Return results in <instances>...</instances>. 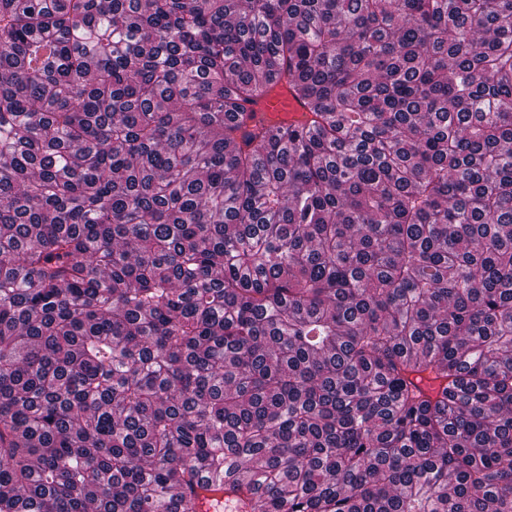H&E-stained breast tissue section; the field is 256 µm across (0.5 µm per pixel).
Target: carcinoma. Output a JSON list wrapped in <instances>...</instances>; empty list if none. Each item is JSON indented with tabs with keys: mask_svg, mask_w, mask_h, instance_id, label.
Segmentation results:
<instances>
[{
	"mask_svg": "<svg viewBox=\"0 0 512 512\" xmlns=\"http://www.w3.org/2000/svg\"><path fill=\"white\" fill-rule=\"evenodd\" d=\"M211 491L512 512V0H0V512ZM246 112L256 120L289 125L302 120L308 111L289 87L278 84L262 90L247 104Z\"/></svg>",
	"mask_w": 512,
	"mask_h": 512,
	"instance_id": "cac0c4a2",
	"label": "carcinoma"
}]
</instances>
